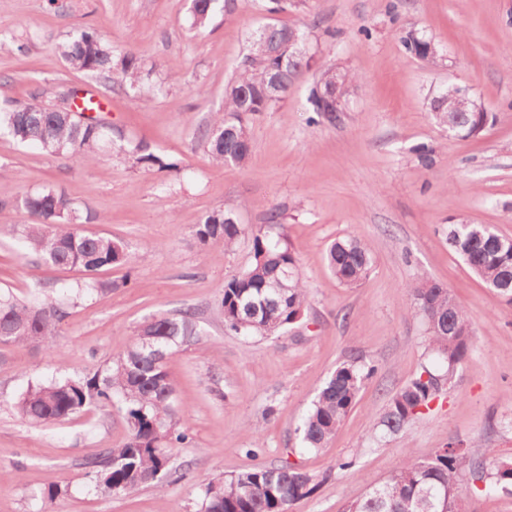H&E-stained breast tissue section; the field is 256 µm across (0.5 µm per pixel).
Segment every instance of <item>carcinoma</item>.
Wrapping results in <instances>:
<instances>
[{
  "label": "carcinoma",
  "instance_id": "carcinoma-1",
  "mask_svg": "<svg viewBox=\"0 0 512 512\" xmlns=\"http://www.w3.org/2000/svg\"><path fill=\"white\" fill-rule=\"evenodd\" d=\"M213 2L194 0L195 27L206 26ZM402 45L406 53L421 60L433 62L440 57L432 40L415 33L404 36ZM58 49L74 70L145 93L140 59L132 53H114L95 28H83ZM312 61L303 30L268 24L256 33L238 78L225 92L224 111L214 116L206 133L216 164L243 166L248 162L252 118L285 100L297 73L311 68ZM351 81L349 74L334 66L321 68L310 93L312 111L323 116L320 94L334 86L340 98V90ZM454 95L455 88L448 87L431 99L432 119L445 128L448 122H455L459 136L479 135L488 123V113L450 111ZM110 129L97 116L53 112L36 97L0 107V134L20 144L37 145L51 155L68 152L93 162ZM137 162L147 168L179 169L177 162L146 148L141 149ZM22 206L38 218L37 223L21 230L33 262L81 271L91 276L82 288L102 296L128 286V277L118 282L93 279L104 268L130 265L132 258L122 241L80 230L73 204L63 192L44 189L28 194ZM246 232L236 209L227 208L208 213L196 225L195 238L202 246L222 245L227 251ZM251 235L253 262L224 282L218 306L226 332L263 337L299 322L307 290L299 256L286 240H272L260 229ZM448 244L487 287L512 304V238L498 234L489 224L460 222L448 225ZM326 258L336 280L348 288L366 279L372 266L370 249L350 236L331 243ZM406 294L409 311L424 320L431 351L447 369L438 375L424 366L389 396L380 425L391 434L422 418L473 350L469 314L447 287L420 278L406 286ZM67 306L65 295L57 292L29 302L0 295V347L50 345L68 315ZM201 336L190 311L177 318L154 317L140 325L127 349L104 370L83 378L31 385L18 398L17 411L32 423L49 425L67 421L92 405L119 406L125 414L127 436L120 446L87 462L89 476L98 489L112 496L146 485L160 487L175 471L171 465L174 448L189 440L167 358L176 348L200 341ZM373 373L374 367L356 359L336 367L300 427L307 448L318 450L335 436ZM477 482L483 484L486 494L512 487V457L450 441L426 458L408 455L387 480L351 502L346 512H459L461 494ZM317 486L315 476L290 465L254 467L202 484L200 512H289L293 503L311 495Z\"/></svg>",
  "mask_w": 512,
  "mask_h": 512
}]
</instances>
